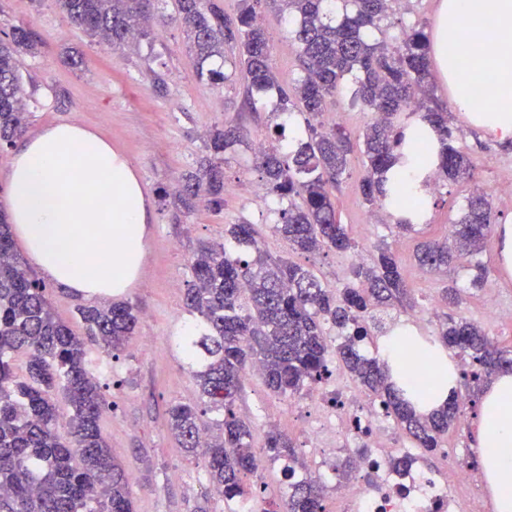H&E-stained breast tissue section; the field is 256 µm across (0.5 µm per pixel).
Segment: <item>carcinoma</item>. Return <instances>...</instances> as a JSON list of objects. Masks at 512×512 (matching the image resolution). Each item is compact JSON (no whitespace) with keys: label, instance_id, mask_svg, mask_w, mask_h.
Returning a JSON list of instances; mask_svg holds the SVG:
<instances>
[{"label":"carcinoma","instance_id":"carcinoma-1","mask_svg":"<svg viewBox=\"0 0 512 512\" xmlns=\"http://www.w3.org/2000/svg\"><path fill=\"white\" fill-rule=\"evenodd\" d=\"M155 2L56 0L70 22L114 47L152 40ZM261 2L281 17L296 47L301 74L291 94L273 66L255 9ZM176 10L197 80L219 85L240 77L250 98L276 93L274 118L302 117L307 138L290 143L286 123H275L268 134L275 143L256 152L254 165L264 201L278 204L272 230L290 251L355 249L330 193L346 172L354 143L340 124L323 130L313 123L354 72L351 102L373 115L363 130L359 190L365 203L395 210L389 217L408 230L427 223L431 192L426 175L415 191H405V169L431 167L452 182L473 176L470 159L453 145L448 113L429 106L431 57L424 28H403L390 42L363 32L379 28L387 0H245L233 16L224 12L222 0H176ZM38 46L35 34L21 26L0 38V150L25 132L19 57L38 53ZM248 136L228 121L210 130L205 155L182 176L185 208L199 200L211 211L223 209L225 155ZM495 223L491 203L473 193L447 235L423 243L416 260L430 271L468 265L476 271L474 286L485 272L476 256L485 251ZM190 269L187 321L178 344L199 399L171 402L167 424L180 447L203 456L209 484L225 507L253 495L245 477L261 453L282 464L283 512H325V486L295 478L301 461L291 438L271 429L256 445L258 426L237 410L244 376L256 366L268 390L294 396L322 383L334 356L416 447H440L459 415L457 395L421 415L390 381L387 363L359 349L369 336L371 312L412 306L401 261L389 247H378L369 265L352 262L346 280L333 289L303 265L267 254L256 225L242 220L224 225V242L201 246ZM77 314L83 336L57 318L46 288L16 253L0 212V512H134L130 477L101 435L110 403L87 356L90 345L107 358L116 356L135 334L137 311L128 302L105 300L79 307ZM328 325L344 337L334 347ZM416 340L424 350L439 343L456 351L469 361L477 385L512 372V349L496 345L465 318L446 314L432 337ZM17 355L25 359L22 374L14 364Z\"/></svg>","mask_w":512,"mask_h":512}]
</instances>
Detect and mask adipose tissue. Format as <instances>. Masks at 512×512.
Masks as SVG:
<instances>
[{
    "instance_id": "ef3b65f1",
    "label": "adipose tissue",
    "mask_w": 512,
    "mask_h": 512,
    "mask_svg": "<svg viewBox=\"0 0 512 512\" xmlns=\"http://www.w3.org/2000/svg\"><path fill=\"white\" fill-rule=\"evenodd\" d=\"M434 56L454 92L453 110L473 125L512 133V0H442ZM494 89L477 110L466 89ZM6 216L14 236L50 281L85 297H114L130 287L144 257V192L110 143L70 122L48 127L13 155L5 171ZM414 381L432 379L420 413L441 408L456 384L452 352L435 346ZM482 433L476 457L496 512H512V374L499 373L480 394Z\"/></svg>"
}]
</instances>
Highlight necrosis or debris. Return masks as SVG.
Segmentation results:
<instances>
[{
    "instance_id": "necrosis-or-debris-1",
    "label": "necrosis or debris",
    "mask_w": 512,
    "mask_h": 512,
    "mask_svg": "<svg viewBox=\"0 0 512 512\" xmlns=\"http://www.w3.org/2000/svg\"><path fill=\"white\" fill-rule=\"evenodd\" d=\"M309 398L317 406L309 427L312 447L338 451L353 462L354 478L336 496L339 512H485L481 496L458 493L479 487L477 467L455 456L441 469L419 466L415 453L397 443L383 412L341 373L330 374Z\"/></svg>"
}]
</instances>
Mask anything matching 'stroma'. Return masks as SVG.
<instances>
[{"mask_svg":"<svg viewBox=\"0 0 512 512\" xmlns=\"http://www.w3.org/2000/svg\"><path fill=\"white\" fill-rule=\"evenodd\" d=\"M440 4L441 0H401L382 27L389 36L409 27L434 31ZM157 12L149 46L102 44L71 24L55 0H0V32L23 25L42 43L39 56H25L19 62L29 112L26 137L55 123L80 124L109 141L128 160L145 192L149 213L146 254L138 279L123 295L138 311L136 334L118 357L110 359L100 377L111 404L101 420L102 435L132 479L134 510L220 512L222 502L205 479L203 458L187 456L172 436L165 415L170 401L193 402L198 395L174 343L187 318L183 297L191 279L189 260L200 244L223 242L225 225L241 219L257 225L270 255L287 254L288 247L272 233L275 217L258 194L257 173L246 167L253 156L252 146L237 147L224 164L229 189L221 211L199 205L189 211L174 199L181 173L201 155L213 126L234 117L253 138H264L273 103L264 100L255 113L248 108L242 82L210 85L195 80L193 57L174 20L175 0H160ZM262 23L279 79L292 84L300 65L286 28L270 11L264 12ZM74 56L79 59L75 65L70 62ZM451 121L456 144L482 180L498 225H512V201L498 195L499 185L512 180V135L476 128L460 112L452 113ZM362 174V158L353 155L335 193L341 221L358 242L363 260H370L380 244L392 248L402 262L414 301L412 310L378 314L372 336L361 344L363 352L378 356L382 340L396 323H412L415 334L431 335L438 315L444 312L433 300L450 283L461 288L464 296L457 314L482 326L491 339L512 345V320L493 324L485 312V297L490 293L512 312V262L505 260L498 241H490L481 255L487 273L477 288L470 286L465 271L430 274L415 260L420 241L447 232L470 194L471 182L443 183L430 201L427 224L402 232L394 224L379 223L377 209L363 203L358 191ZM147 338L152 347L145 351L141 343ZM236 407L257 424L275 420L294 439L304 466L312 467L314 453L305 438L315 411L312 402L300 395H274L250 376ZM478 429V406L462 404L461 416L444 438L443 448L460 459H472Z\"/></svg>","mask_w":512,"mask_h":512,"instance_id":"obj_1","label":"stroma"}]
</instances>
